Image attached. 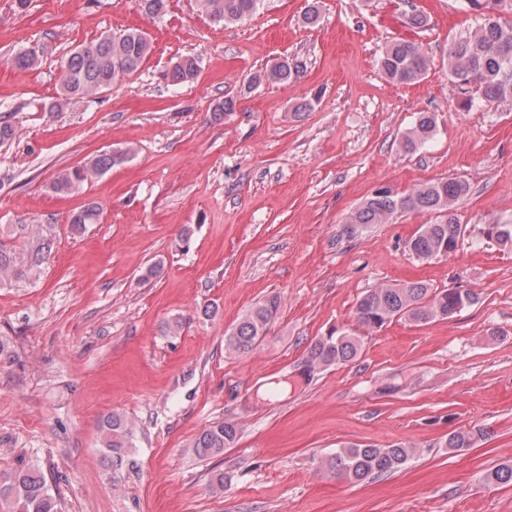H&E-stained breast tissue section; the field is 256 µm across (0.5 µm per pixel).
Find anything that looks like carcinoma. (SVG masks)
<instances>
[{"label":"carcinoma","instance_id":"1","mask_svg":"<svg viewBox=\"0 0 512 512\" xmlns=\"http://www.w3.org/2000/svg\"><path fill=\"white\" fill-rule=\"evenodd\" d=\"M199 10L216 23L236 24L257 11L264 0H196ZM503 0H464L463 8L478 16V25L472 34L448 44L447 62L452 82L464 89L475 85L476 98L464 100L467 106L475 101L493 103L512 97V22L503 19L499 5ZM152 45L139 30L107 34L71 52L62 64L61 101L76 104L103 90L119 84L125 77L139 70L149 58ZM19 71L32 70L40 64V54L34 48L18 51L11 59ZM429 57L424 48L410 42L394 43L385 48L380 67L385 77L395 84L413 83L426 73ZM303 63L283 60L256 74L251 82L286 83L300 72ZM198 61L193 56H180L160 73L169 85L177 87L191 82L198 75ZM437 116L419 114L412 128L401 140L406 151L424 146L434 135ZM125 152L105 151L89 164L57 174L52 189L58 194H69L94 175H101L122 162ZM470 192V185L462 179H438L420 185L404 196L378 189L347 220V233L362 224H384L398 211H420L434 219L420 225L408 242L409 250L422 259L448 257L453 254L461 237L462 224L453 214L454 205ZM97 205L89 204L74 212L69 220L71 228L82 231L88 224L100 221ZM39 230L32 239L19 246L0 244V284L18 279L41 264L44 252L50 251L46 240H39ZM483 236L502 245H512V224H487ZM478 295L455 288L437 289L423 281L403 285H385L367 291L357 301L354 318L362 327L376 331L395 319H408L424 324L438 318L448 319L473 306ZM280 310L278 297L273 296L252 308L226 337L227 348L237 354L252 351L274 323ZM361 352V339L336 329L316 340L294 372L274 382V386L256 393L259 401H266L274 393L311 382L315 373L336 365L356 360ZM101 444L107 451L112 468V479L118 481L123 472L133 466L130 459L134 431L132 424L121 414L113 413L100 423ZM239 425L231 421H217L206 427L194 443L201 457L218 456L237 441ZM482 437L479 429H460L448 433L445 447L463 451L473 447ZM412 456V448L399 442L387 447L353 445L336 449L324 460L327 471L334 477L351 483H360L391 475L402 469ZM495 484H512V463H504L486 475ZM0 512H61L59 500L51 493L42 471L30 464H22L11 473L0 476Z\"/></svg>","mask_w":512,"mask_h":512}]
</instances>
